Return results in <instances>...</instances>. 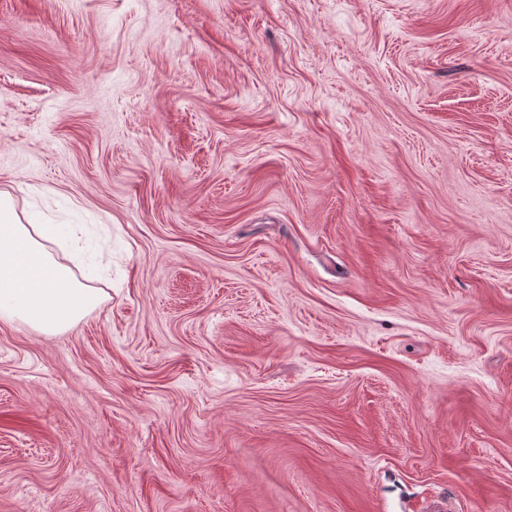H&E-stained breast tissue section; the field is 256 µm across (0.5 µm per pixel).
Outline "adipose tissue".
I'll return each instance as SVG.
<instances>
[{"instance_id":"1","label":"adipose tissue","mask_w":512,"mask_h":512,"mask_svg":"<svg viewBox=\"0 0 512 512\" xmlns=\"http://www.w3.org/2000/svg\"><path fill=\"white\" fill-rule=\"evenodd\" d=\"M66 226L21 223L8 194L0 193V319L44 333L65 331L103 301L58 263L50 246Z\"/></svg>"}]
</instances>
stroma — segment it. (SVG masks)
<instances>
[{"mask_svg": "<svg viewBox=\"0 0 512 512\" xmlns=\"http://www.w3.org/2000/svg\"><path fill=\"white\" fill-rule=\"evenodd\" d=\"M0 192V512H512V0H0ZM69 233L68 225L22 224L11 197L0 193V319L54 334L100 306L99 290L80 282L50 250Z\"/></svg>", "mask_w": 512, "mask_h": 512, "instance_id": "obj_1", "label": "stroma"}]
</instances>
